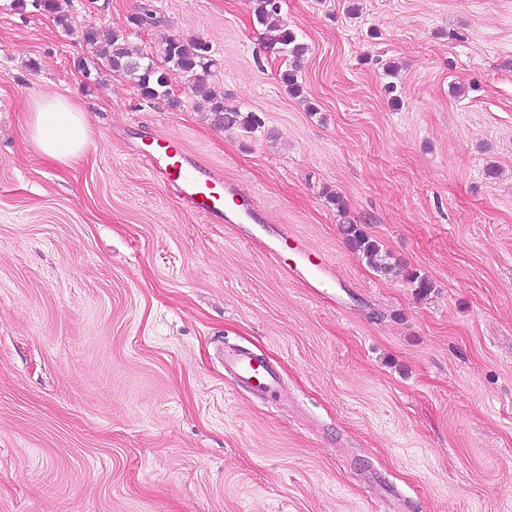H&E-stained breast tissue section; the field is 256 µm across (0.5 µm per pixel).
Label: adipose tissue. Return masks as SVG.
Wrapping results in <instances>:
<instances>
[{"instance_id": "adipose-tissue-1", "label": "adipose tissue", "mask_w": 512, "mask_h": 512, "mask_svg": "<svg viewBox=\"0 0 512 512\" xmlns=\"http://www.w3.org/2000/svg\"><path fill=\"white\" fill-rule=\"evenodd\" d=\"M32 130L41 150L62 163L77 158L86 144L87 123L82 112L57 97L37 104Z\"/></svg>"}]
</instances>
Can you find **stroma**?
<instances>
[{
    "label": "stroma",
    "mask_w": 512,
    "mask_h": 512,
    "mask_svg": "<svg viewBox=\"0 0 512 512\" xmlns=\"http://www.w3.org/2000/svg\"><path fill=\"white\" fill-rule=\"evenodd\" d=\"M253 5L64 4L139 52L207 40L225 106L263 121L248 133L180 82L168 100L105 68L83 84L88 48L0 0V512H512V0H282L299 98ZM53 96L89 125L68 164L31 133ZM154 135L335 278L290 279L250 225L194 212L147 165ZM228 347L273 367L279 405ZM343 231L350 245L362 253L368 265L379 273L389 274L395 266L383 245L368 235L361 224H344Z\"/></svg>",
    "instance_id": "obj_1"
}]
</instances>
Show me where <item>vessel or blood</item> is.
I'll return each instance as SVG.
<instances>
[{
    "label": "vessel or blood",
    "mask_w": 512,
    "mask_h": 512,
    "mask_svg": "<svg viewBox=\"0 0 512 512\" xmlns=\"http://www.w3.org/2000/svg\"><path fill=\"white\" fill-rule=\"evenodd\" d=\"M146 157L152 169L160 171L167 184L177 186L193 205L195 212L214 224H257L261 217L250 195L231 184H220L210 170L168 143L155 142ZM291 275L306 282H319L334 277L335 269L323 261L310 262L306 270L290 267ZM225 366L246 388L265 393L272 400L280 395V382L275 371L244 351L224 356Z\"/></svg>",
    "instance_id": "obj_1"
}]
</instances>
